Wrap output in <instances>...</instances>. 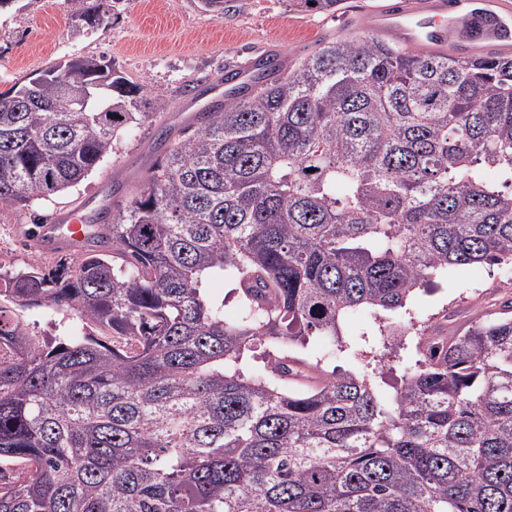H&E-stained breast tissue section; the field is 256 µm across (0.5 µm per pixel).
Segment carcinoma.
<instances>
[{
    "instance_id": "obj_1",
    "label": "carcinoma",
    "mask_w": 512,
    "mask_h": 512,
    "mask_svg": "<svg viewBox=\"0 0 512 512\" xmlns=\"http://www.w3.org/2000/svg\"><path fill=\"white\" fill-rule=\"evenodd\" d=\"M259 71L180 129L100 249L0 270V512H512V316L415 329L389 402L395 367L340 333L450 266L512 265V56L342 36ZM143 90L88 57L0 90V205L77 186L152 116ZM314 336L323 357L292 347Z\"/></svg>"
}]
</instances>
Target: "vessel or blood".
I'll return each mask as SVG.
<instances>
[{"label": "vessel or blood", "instance_id": "b4317fda", "mask_svg": "<svg viewBox=\"0 0 512 512\" xmlns=\"http://www.w3.org/2000/svg\"><path fill=\"white\" fill-rule=\"evenodd\" d=\"M375 35L433 53L448 50L450 36L466 41L471 55L512 50V0H383L363 11ZM41 246L73 251L88 233L76 211L30 228Z\"/></svg>", "mask_w": 512, "mask_h": 512}]
</instances>
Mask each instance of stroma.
Instances as JSON below:
<instances>
[{"label":"stroma","mask_w":512,"mask_h":512,"mask_svg":"<svg viewBox=\"0 0 512 512\" xmlns=\"http://www.w3.org/2000/svg\"><path fill=\"white\" fill-rule=\"evenodd\" d=\"M368 2L344 0L338 13L328 14L294 10L289 0H227L218 17L200 0H116L104 28L78 20L70 0H15L1 9L0 90L70 59L101 57L143 84L145 96L163 93L167 106L143 127L122 132L110 156L78 186L27 207L0 210V265L54 266L64 254L43 251L27 234L34 217L51 219L64 209L91 215L101 206L124 203L158 153V132L178 129L222 99L225 69L265 53L290 65L321 43L362 35L361 10ZM510 302L511 265L451 267L435 276L431 288L417 291L406 310L382 318L371 312L349 316L342 333L373 337V354L389 358L402 349L383 338V331L420 322L428 335L455 336Z\"/></svg>","instance_id":"obj_1"}]
</instances>
